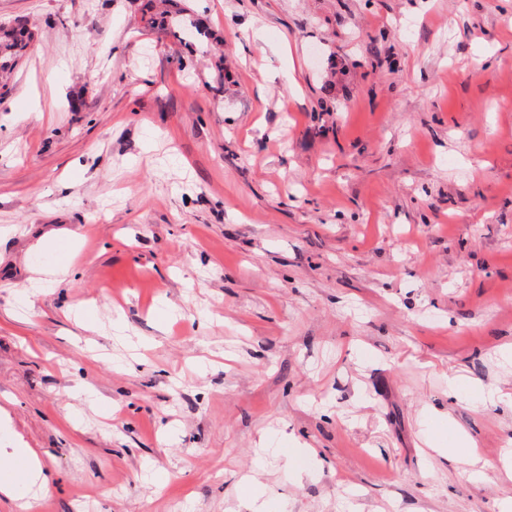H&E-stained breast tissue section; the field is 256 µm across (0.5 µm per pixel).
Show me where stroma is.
Instances as JSON below:
<instances>
[{"mask_svg": "<svg viewBox=\"0 0 512 512\" xmlns=\"http://www.w3.org/2000/svg\"><path fill=\"white\" fill-rule=\"evenodd\" d=\"M186 3L191 55L142 0H0L36 29L0 100L33 512H248L246 477L286 512H504L512 478L426 433L512 451V0ZM431 420L433 423V436L431 440V445L435 446L436 450L442 453H446L447 455L448 453H450L451 455L464 459L466 462L470 464H476L477 462H481V459H478L475 452H470L469 448H474L473 442L467 435L461 432H457L455 434V437L452 440V442L449 445H447L448 448H443L445 447L446 443L442 439V434L440 430H446L447 421L449 423L448 416H446L445 414L433 413L431 414Z\"/></svg>", "mask_w": 512, "mask_h": 512, "instance_id": "stroma-1", "label": "stroma"}]
</instances>
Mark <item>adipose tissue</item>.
<instances>
[{
  "label": "adipose tissue",
  "instance_id": "adipose-tissue-1",
  "mask_svg": "<svg viewBox=\"0 0 512 512\" xmlns=\"http://www.w3.org/2000/svg\"><path fill=\"white\" fill-rule=\"evenodd\" d=\"M47 485L41 460L31 448H0V496L19 512H32L37 495Z\"/></svg>",
  "mask_w": 512,
  "mask_h": 512
}]
</instances>
